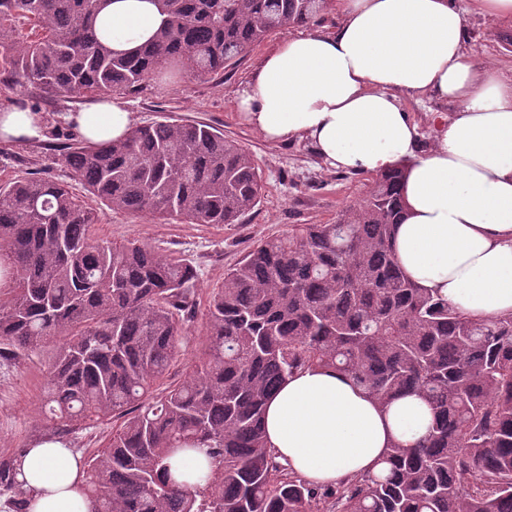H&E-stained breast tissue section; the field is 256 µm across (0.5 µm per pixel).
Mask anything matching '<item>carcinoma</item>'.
I'll return each instance as SVG.
<instances>
[{
	"mask_svg": "<svg viewBox=\"0 0 512 512\" xmlns=\"http://www.w3.org/2000/svg\"><path fill=\"white\" fill-rule=\"evenodd\" d=\"M154 40L117 55L98 0H0V84L103 101L149 77L205 78L265 37L322 16L329 0H158ZM57 164L109 208L164 223L238 224L261 201L253 155L200 123L132 126L63 147ZM404 171L377 175L331 224H297L224 274L195 368L160 388L195 304L196 271L152 246L95 235L97 212L33 176L0 184V339L60 342L41 385L62 439L120 419L84 463L92 512H512V313L475 318L417 286L393 248ZM333 369L382 406L415 394L433 410L417 444L376 471L321 487L268 446L264 407L296 371ZM208 449L184 474L180 453Z\"/></svg>",
	"mask_w": 512,
	"mask_h": 512,
	"instance_id": "cac0c4a2",
	"label": "carcinoma"
}]
</instances>
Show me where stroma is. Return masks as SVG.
Returning a JSON list of instances; mask_svg holds the SVG:
<instances>
[{
	"instance_id": "1",
	"label": "stroma",
	"mask_w": 512,
	"mask_h": 512,
	"mask_svg": "<svg viewBox=\"0 0 512 512\" xmlns=\"http://www.w3.org/2000/svg\"><path fill=\"white\" fill-rule=\"evenodd\" d=\"M468 47L478 58L504 73L512 72V24L496 23L471 13L465 18ZM295 27L270 34L236 66L224 73L198 78L183 73L167 80L153 79L146 90L125 95L134 124L154 121L204 122L223 131L247 149L264 180L259 205L237 224H158L149 218L98 206L99 238L115 243L138 240L160 253L192 265L197 315L185 325L181 352L171 369V382L182 381L197 362L205 338L208 302L224 280V272L261 241L287 235L296 224H329L337 213L360 202L372 185L371 175L327 165L305 140L271 143L244 123L235 97L261 56L295 34ZM78 97H48L30 87L0 86V110L17 106L41 109L47 135L40 141L0 142V183L15 176L35 175L68 182L84 194L83 185L54 162L58 149L79 139L64 112L79 111ZM53 347L0 358V461L19 458L22 451L50 437L53 422L43 406L40 387Z\"/></svg>"
}]
</instances>
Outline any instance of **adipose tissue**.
I'll return each instance as SVG.
<instances>
[{"instance_id":"obj_1","label":"adipose tissue","mask_w":512,"mask_h":512,"mask_svg":"<svg viewBox=\"0 0 512 512\" xmlns=\"http://www.w3.org/2000/svg\"><path fill=\"white\" fill-rule=\"evenodd\" d=\"M329 33L305 31L266 52L237 95L245 121L270 142L307 138L331 167L380 174L403 166V220L394 250L406 275L476 318L512 312V75L466 48L465 11L512 22V0H336ZM164 20L155 0H101L99 36L114 52L148 43ZM453 100L423 146L403 101ZM90 142L122 138L120 98L69 113ZM420 397L380 407L347 376L307 369L266 404L268 444L310 482L375 469L392 442L413 447L431 424ZM83 465L58 442L29 448L17 480L29 512H89Z\"/></svg>"}]
</instances>
